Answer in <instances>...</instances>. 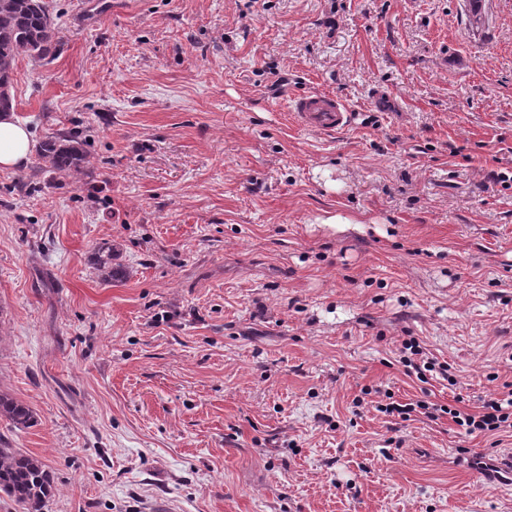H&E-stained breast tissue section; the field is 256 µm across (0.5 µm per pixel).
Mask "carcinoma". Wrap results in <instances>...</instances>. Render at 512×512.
Segmentation results:
<instances>
[{"instance_id": "1", "label": "carcinoma", "mask_w": 512, "mask_h": 512, "mask_svg": "<svg viewBox=\"0 0 512 512\" xmlns=\"http://www.w3.org/2000/svg\"><path fill=\"white\" fill-rule=\"evenodd\" d=\"M470 24L482 27L488 21L486 0H466ZM56 32L46 0H0V112L13 108L12 73L20 56L42 59L50 52ZM38 155L45 168L61 176L82 172L87 155L82 141L74 137H47ZM98 276L110 282L126 277L117 263V250L106 241L95 246L90 259ZM0 419L16 428L32 424L33 411L8 393L0 394ZM6 494L21 512H44L52 496V483L45 464L38 458L0 440V494Z\"/></svg>"}]
</instances>
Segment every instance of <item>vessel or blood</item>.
<instances>
[{"label":"vessel or blood","mask_w":512,"mask_h":512,"mask_svg":"<svg viewBox=\"0 0 512 512\" xmlns=\"http://www.w3.org/2000/svg\"><path fill=\"white\" fill-rule=\"evenodd\" d=\"M289 108L300 125L308 129L333 132L355 125L360 112L333 95L303 92L292 97ZM484 485L490 492L499 491L512 480V452L487 464L483 471Z\"/></svg>","instance_id":"vessel-or-blood-1"}]
</instances>
